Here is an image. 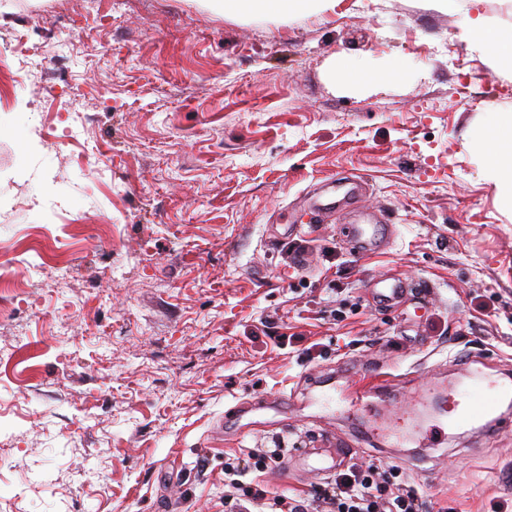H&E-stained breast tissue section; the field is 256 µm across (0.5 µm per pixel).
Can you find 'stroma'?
Instances as JSON below:
<instances>
[{"instance_id": "35a3bbf8", "label": "stroma", "mask_w": 512, "mask_h": 512, "mask_svg": "<svg viewBox=\"0 0 512 512\" xmlns=\"http://www.w3.org/2000/svg\"><path fill=\"white\" fill-rule=\"evenodd\" d=\"M458 25L428 0L287 23L199 0H0V61L20 36L63 67L0 90V123L24 133L0 135V247L22 290L0 323V512H224L225 464L271 448L259 480L311 498L331 477L297 450L354 426L300 388L373 366L399 378L385 412L447 442L361 444L351 463L423 512H512V424L478 435L439 412L469 358L512 373V209L476 145L512 77ZM343 53L403 69L347 88L328 76ZM76 111L81 147L31 121L63 132ZM367 222L391 238L362 254L345 227ZM384 279L408 293L377 302ZM420 387L433 400L415 409ZM284 394L283 419L265 405Z\"/></svg>"}]
</instances>
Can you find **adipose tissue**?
I'll return each instance as SVG.
<instances>
[{"mask_svg":"<svg viewBox=\"0 0 512 512\" xmlns=\"http://www.w3.org/2000/svg\"><path fill=\"white\" fill-rule=\"evenodd\" d=\"M212 10L244 17L262 16L286 22L309 12L334 11L336 0H201ZM480 0H430L432 8L462 16L460 37L472 48L490 55L496 69L512 73V28L493 31L483 14L477 13ZM486 140L497 151L499 162L488 172L489 178L512 198V113L491 115Z\"/></svg>","mask_w":512,"mask_h":512,"instance_id":"adipose-tissue-1","label":"adipose tissue"}]
</instances>
